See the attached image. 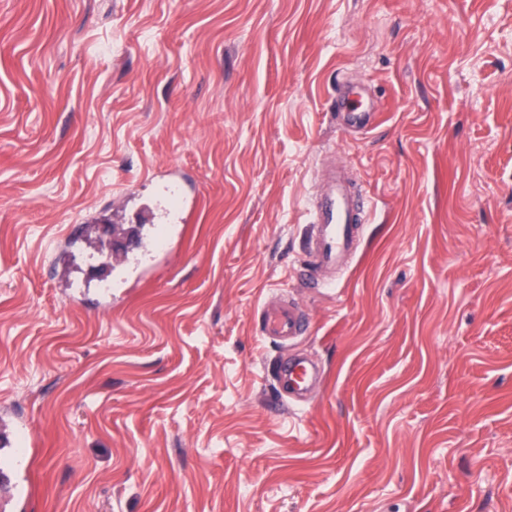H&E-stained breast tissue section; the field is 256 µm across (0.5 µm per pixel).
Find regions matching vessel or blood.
<instances>
[{"instance_id":"b4317fda","label":"vessel or blood","mask_w":512,"mask_h":512,"mask_svg":"<svg viewBox=\"0 0 512 512\" xmlns=\"http://www.w3.org/2000/svg\"><path fill=\"white\" fill-rule=\"evenodd\" d=\"M336 117L342 129L364 132L374 127L380 113L364 106L351 85L336 89ZM323 188L313 208L307 210V222L312 234L306 240L303 257L294 274L302 286L333 290L334 272L353 255L358 247L365 224L370 221L371 202L358 200L352 191L343 168L333 166L322 173ZM255 332L263 339L282 345L304 336L309 323L299 305L291 300L264 302L258 310ZM318 369L313 360L289 356L277 371L278 390L294 406L305 405L310 384L316 380Z\"/></svg>"}]
</instances>
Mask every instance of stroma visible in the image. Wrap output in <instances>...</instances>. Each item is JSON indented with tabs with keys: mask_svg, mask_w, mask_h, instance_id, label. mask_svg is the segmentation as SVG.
<instances>
[{
	"mask_svg": "<svg viewBox=\"0 0 512 512\" xmlns=\"http://www.w3.org/2000/svg\"><path fill=\"white\" fill-rule=\"evenodd\" d=\"M332 158L377 208L331 298L294 267ZM171 166L193 219L117 266L104 225ZM276 292L311 321L285 346L253 332ZM295 353L323 375L291 412ZM18 418L26 512H512V0H0ZM357 91L350 84L336 88L334 111L339 125L347 132H365L379 120V110L364 106L357 98Z\"/></svg>",
	"mask_w": 512,
	"mask_h": 512,
	"instance_id": "stroma-1",
	"label": "stroma"
}]
</instances>
